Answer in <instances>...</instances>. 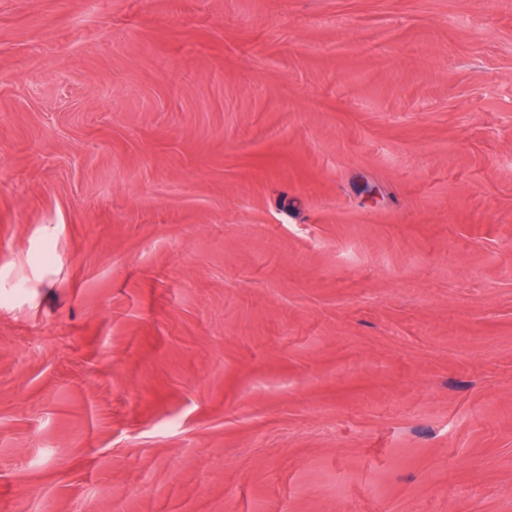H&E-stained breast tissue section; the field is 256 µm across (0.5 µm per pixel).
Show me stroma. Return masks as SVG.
Segmentation results:
<instances>
[{
	"mask_svg": "<svg viewBox=\"0 0 512 512\" xmlns=\"http://www.w3.org/2000/svg\"><path fill=\"white\" fill-rule=\"evenodd\" d=\"M0 512H512V0H0Z\"/></svg>",
	"mask_w": 512,
	"mask_h": 512,
	"instance_id": "stroma-1",
	"label": "stroma"
}]
</instances>
